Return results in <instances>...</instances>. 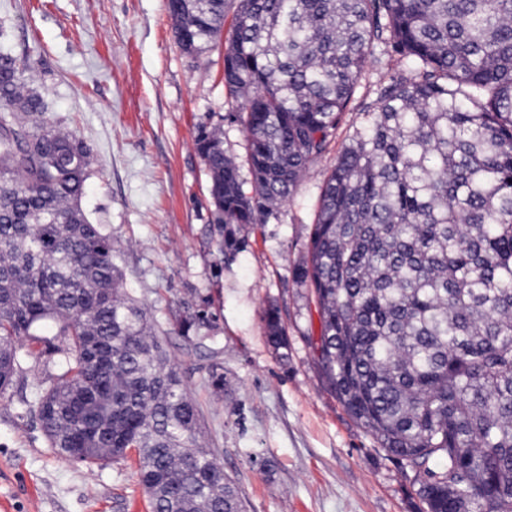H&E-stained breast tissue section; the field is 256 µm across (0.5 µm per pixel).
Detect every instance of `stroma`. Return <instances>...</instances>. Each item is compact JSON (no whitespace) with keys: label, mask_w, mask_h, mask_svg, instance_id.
I'll return each mask as SVG.
<instances>
[{"label":"stroma","mask_w":512,"mask_h":512,"mask_svg":"<svg viewBox=\"0 0 512 512\" xmlns=\"http://www.w3.org/2000/svg\"><path fill=\"white\" fill-rule=\"evenodd\" d=\"M228 33L198 56L175 43L166 0H0V46L24 59L48 103L94 164L85 208L119 250L123 289L167 334L165 347L202 413L246 512H414L413 474L336 400L315 363L314 300L293 280L334 166H309L276 218L241 231L243 249L217 252L209 176L194 139L214 128L251 183L238 100L224 86ZM404 61L377 47L333 143L341 148ZM276 304L287 359L268 344L261 314ZM212 327L178 333L201 308ZM224 371L223 390L210 382ZM135 457L103 465L61 459L20 392L0 397V512H151Z\"/></svg>","instance_id":"35a3bbf8"}]
</instances>
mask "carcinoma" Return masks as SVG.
Listing matches in <instances>:
<instances>
[{"label":"carcinoma","mask_w":512,"mask_h":512,"mask_svg":"<svg viewBox=\"0 0 512 512\" xmlns=\"http://www.w3.org/2000/svg\"><path fill=\"white\" fill-rule=\"evenodd\" d=\"M226 0H168L200 55ZM408 73L382 85L322 189L293 278L317 304V362L351 418L415 472L418 512H512V0H237L224 85L243 99L246 193L201 128L220 250L265 224L326 154L377 44ZM25 61L0 48V396L22 341L58 346L31 411L67 461L138 457L152 512H245L198 441L199 407L118 250L83 205L92 157L48 123ZM288 349L279 308L263 313Z\"/></svg>","instance_id":"1"}]
</instances>
